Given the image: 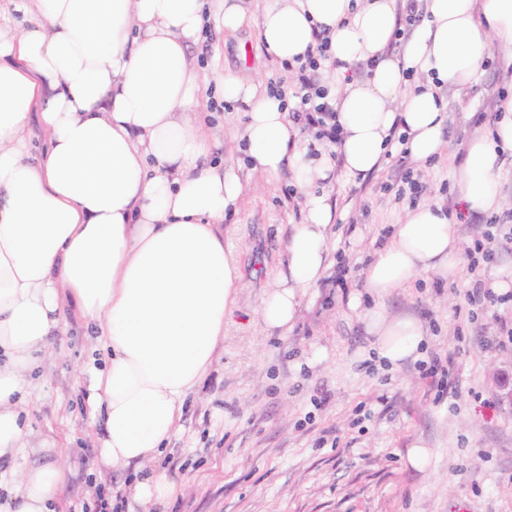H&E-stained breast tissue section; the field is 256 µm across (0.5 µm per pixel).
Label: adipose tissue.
<instances>
[{
	"mask_svg": "<svg viewBox=\"0 0 512 512\" xmlns=\"http://www.w3.org/2000/svg\"><path fill=\"white\" fill-rule=\"evenodd\" d=\"M21 28L0 17V460L24 451L19 409L60 328L65 306L98 333L105 353L90 399L105 420L102 461L124 469L161 455L187 395L210 369L236 309L238 267L222 225L243 185L233 166L210 165L212 145L196 115L204 73L189 49L212 26L255 23L265 52L305 59L328 38L335 81L336 146L347 172H375L393 131L413 160L440 154L448 114L442 86L466 90L493 45L512 47V0H426L402 55L387 48L399 29L395 0H265L258 17L241 0H14ZM362 63L364 80L348 79ZM224 98L245 123L234 136L248 168L291 173L305 193L303 223L287 246V271L260 316L293 327L307 291L328 268L326 194L334 171L309 157L288 117V99L230 74ZM37 112L48 136L30 161L26 126ZM512 151V97L490 133L473 136L457 174L466 213L499 208L502 154ZM463 249L443 208L424 202L395 224L363 270L382 295L432 274L455 278ZM366 355L398 369L417 360L426 336L409 317L366 312ZM61 465L28 468L0 496V512H51Z\"/></svg>",
	"mask_w": 512,
	"mask_h": 512,
	"instance_id": "obj_1",
	"label": "adipose tissue"
}]
</instances>
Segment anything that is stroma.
I'll list each match as a JSON object with an SVG mask.
<instances>
[{
	"label": "stroma",
	"instance_id": "35a3bbf8",
	"mask_svg": "<svg viewBox=\"0 0 512 512\" xmlns=\"http://www.w3.org/2000/svg\"><path fill=\"white\" fill-rule=\"evenodd\" d=\"M205 70L231 73L259 88L283 65L264 51L258 30L211 29L190 50ZM494 46L492 59L465 91L445 85L444 147L418 167L405 145L392 142L380 168L366 179L337 166L313 189L329 195L335 220L329 264L304 298L286 334L269 330L260 308L287 270L286 249L304 217L303 196L290 178L276 181L241 170L244 192L224 219V246L238 263L237 308L224 323V341L191 392L166 452L152 463L177 488L153 512H512V400L501 379H512V348L489 342L497 319L512 318V301L468 305L474 282L434 275L385 295L370 294L362 271L406 211L434 202L455 216L463 248L512 225V157L500 171L502 206L495 216H462L455 177L474 135L488 132L500 92L512 94V63ZM199 110L212 159L234 160L230 137L243 121L214 86L201 88ZM418 190L401 194L406 177ZM349 273L336 285L337 266ZM383 305L415 318L429 338L428 358L448 362L447 377H429L422 363L392 373L361 355L370 338L365 312ZM51 352L24 405L27 452L16 469L62 463L55 512H144L129 491L133 468L114 470L100 459L104 420L91 414L88 379L95 331L72 310L51 337ZM430 448L426 465L406 462L413 444Z\"/></svg>",
	"mask_w": 512,
	"mask_h": 512
}]
</instances>
